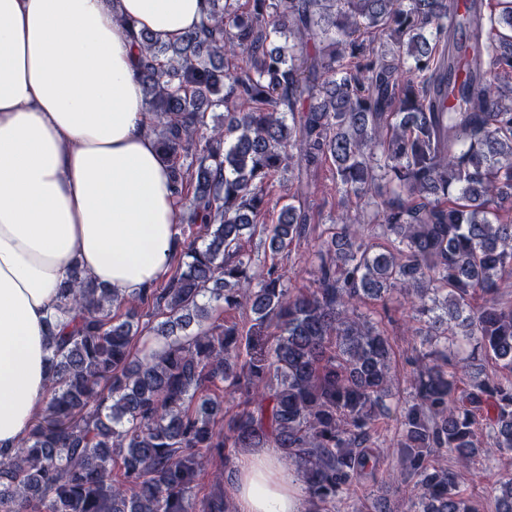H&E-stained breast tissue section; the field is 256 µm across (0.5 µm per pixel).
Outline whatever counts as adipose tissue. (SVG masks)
I'll return each instance as SVG.
<instances>
[{
    "label": "adipose tissue",
    "instance_id": "ef3b65f1",
    "mask_svg": "<svg viewBox=\"0 0 512 512\" xmlns=\"http://www.w3.org/2000/svg\"><path fill=\"white\" fill-rule=\"evenodd\" d=\"M209 0H0V450H14L49 383L47 336L80 266L113 296L158 282L178 198L136 75L139 31L198 29ZM235 512H305L278 449L229 474Z\"/></svg>",
    "mask_w": 512,
    "mask_h": 512
}]
</instances>
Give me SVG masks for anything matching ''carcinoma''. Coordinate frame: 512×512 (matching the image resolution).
<instances>
[{
	"instance_id": "carcinoma-1",
	"label": "carcinoma",
	"mask_w": 512,
	"mask_h": 512,
	"mask_svg": "<svg viewBox=\"0 0 512 512\" xmlns=\"http://www.w3.org/2000/svg\"><path fill=\"white\" fill-rule=\"evenodd\" d=\"M210 0L178 43L139 40L158 148L201 245L162 288L118 299L74 267L48 336L43 407L0 452V512H229L195 501L207 454L278 448L307 512L377 470L392 346L357 313L399 289L448 345L421 354L397 440L417 492L406 512H477L457 473L512 452V379L470 375L463 345L512 372V0ZM230 115L219 122L211 111ZM330 161L339 205L314 250L313 286L273 262L252 272L244 238L276 256L304 238L308 173ZM294 193L266 222L277 176ZM369 209L387 246L349 216ZM246 307L242 329L213 319ZM124 309L120 315L115 309ZM278 334H268L269 327ZM238 395L224 412L211 397ZM120 462L122 477H112ZM496 512H512V475ZM350 512H391L366 494Z\"/></svg>"
}]
</instances>
